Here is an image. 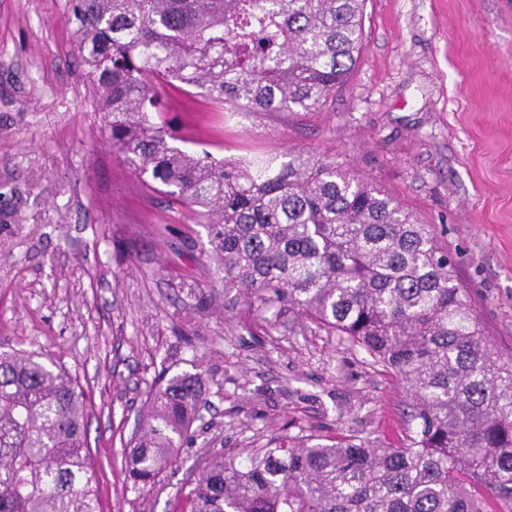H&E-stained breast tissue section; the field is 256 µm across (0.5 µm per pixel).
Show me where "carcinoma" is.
I'll return each instance as SVG.
<instances>
[{
    "label": "carcinoma",
    "instance_id": "obj_1",
    "mask_svg": "<svg viewBox=\"0 0 512 512\" xmlns=\"http://www.w3.org/2000/svg\"><path fill=\"white\" fill-rule=\"evenodd\" d=\"M366 0H69L112 148L208 231L224 310L297 312L393 371L408 443L271 437L209 455L189 512H488L512 503V359L486 339L429 226L334 160L184 150L178 94L224 111L319 112L363 46ZM202 374L161 376L130 452L145 487L193 440ZM71 376L0 353V512H99Z\"/></svg>",
    "mask_w": 512,
    "mask_h": 512
}]
</instances>
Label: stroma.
Instances as JSON below:
<instances>
[{
    "label": "stroma",
    "instance_id": "35a3bbf8",
    "mask_svg": "<svg viewBox=\"0 0 512 512\" xmlns=\"http://www.w3.org/2000/svg\"><path fill=\"white\" fill-rule=\"evenodd\" d=\"M68 0H0V352L52 358L85 394L100 512H184L197 460L274 436L398 448L405 390L303 316L265 335L223 295L204 225L114 151ZM364 48L318 112L173 101L180 147L334 159L432 226L489 339L512 355V0H366ZM202 373L193 444L150 487L127 477L161 374Z\"/></svg>",
    "mask_w": 512,
    "mask_h": 512
}]
</instances>
